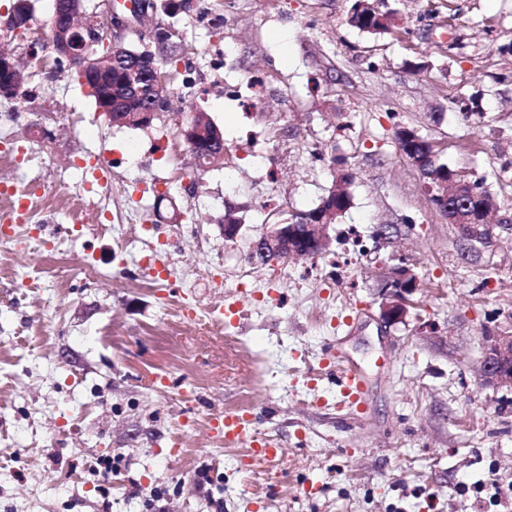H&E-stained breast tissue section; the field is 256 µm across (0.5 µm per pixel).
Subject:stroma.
I'll return each mask as SVG.
<instances>
[{"mask_svg": "<svg viewBox=\"0 0 512 512\" xmlns=\"http://www.w3.org/2000/svg\"><path fill=\"white\" fill-rule=\"evenodd\" d=\"M156 2L124 35L138 48L159 24L180 49L150 127L109 124L49 49L0 97L17 150L0 185L67 195L38 199L44 239L18 224L0 246V512H512V388L480 376L487 338L512 332V0H383L381 32L350 23L355 0ZM257 76L262 105L242 110L225 90ZM195 112L224 134L217 165L177 131ZM403 127L492 194L487 239L433 205ZM84 153L111 162L106 227ZM341 173L329 247L251 263ZM400 267L418 286L390 322L379 274ZM341 355L368 377L363 410ZM227 412L255 415V444L225 442Z\"/></svg>", "mask_w": 512, "mask_h": 512, "instance_id": "obj_1", "label": "stroma"}]
</instances>
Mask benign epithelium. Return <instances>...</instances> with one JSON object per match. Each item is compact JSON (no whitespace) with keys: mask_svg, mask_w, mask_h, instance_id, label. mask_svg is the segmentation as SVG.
Segmentation results:
<instances>
[{"mask_svg":"<svg viewBox=\"0 0 512 512\" xmlns=\"http://www.w3.org/2000/svg\"><path fill=\"white\" fill-rule=\"evenodd\" d=\"M381 0H356L350 15L357 23L369 17L361 14L380 9ZM102 14L107 26L115 31H126L142 23L149 11L155 8L152 0H128L123 9L114 8L112 0H101ZM85 14L82 0H54L51 22L55 39L53 51L75 64L90 81L97 95L98 108L113 124L147 127L154 118L149 100L165 92L158 74L156 56L165 47L174 45L172 33L164 29L161 37L154 39L155 48L129 49L120 39L110 43L112 55L105 60L93 50L82 35L83 28L77 19ZM15 60L0 54V96L10 98L19 89L14 78ZM423 138L411 130L400 142L402 154L417 169L423 179L430 200L448 221L457 226L468 239L486 238L488 225L477 223V213L483 210V193L468 180L457 183V192L448 196L447 181L434 171L439 168V153L433 144L422 145ZM344 201L327 196L320 209L300 222H283L252 242L249 258L265 265L288 257L318 254L329 245L327 228L345 211ZM382 313L385 319L396 321L407 313V296L417 288V277L408 268L380 273ZM482 381L493 387H512V334L488 338L481 365Z\"/></svg>","mask_w":512,"mask_h":512,"instance_id":"obj_1","label":"benign epithelium"}]
</instances>
